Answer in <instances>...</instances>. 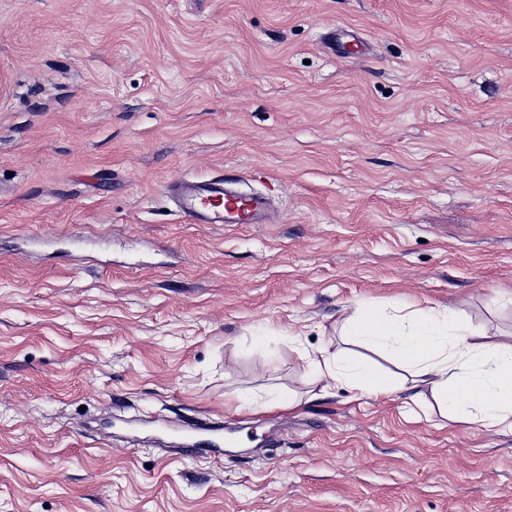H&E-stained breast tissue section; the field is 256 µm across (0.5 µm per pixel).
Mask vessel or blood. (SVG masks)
Wrapping results in <instances>:
<instances>
[{
  "label": "vessel or blood",
  "mask_w": 512,
  "mask_h": 512,
  "mask_svg": "<svg viewBox=\"0 0 512 512\" xmlns=\"http://www.w3.org/2000/svg\"><path fill=\"white\" fill-rule=\"evenodd\" d=\"M176 204L198 224H259L267 199L259 193L236 194L219 177L202 183L184 182Z\"/></svg>",
  "instance_id": "vessel-or-blood-1"
}]
</instances>
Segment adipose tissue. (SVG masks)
<instances>
[{
	"instance_id": "obj_1",
	"label": "adipose tissue",
	"mask_w": 512,
	"mask_h": 512,
	"mask_svg": "<svg viewBox=\"0 0 512 512\" xmlns=\"http://www.w3.org/2000/svg\"><path fill=\"white\" fill-rule=\"evenodd\" d=\"M340 337L344 349L303 356L318 382L343 383L374 397L397 386L417 398L430 396L445 418L512 430V336L477 332L448 310L404 314L359 304L343 319ZM350 344L387 353L403 375L390 380L348 353Z\"/></svg>"
}]
</instances>
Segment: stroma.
I'll return each instance as SVG.
<instances>
[{
    "instance_id": "35a3bbf8",
    "label": "stroma",
    "mask_w": 512,
    "mask_h": 512,
    "mask_svg": "<svg viewBox=\"0 0 512 512\" xmlns=\"http://www.w3.org/2000/svg\"><path fill=\"white\" fill-rule=\"evenodd\" d=\"M356 301L512 334V0H0V512H512L511 430L312 384ZM176 204L196 224H262L267 197L236 194L219 177L202 183L185 181ZM179 445L182 448H200L201 446H206L208 448H213L215 451L219 452L220 447L223 445L228 447H234L237 445V440L233 438V436H217L211 440H201L192 432H185L180 437Z\"/></svg>"
}]
</instances>
